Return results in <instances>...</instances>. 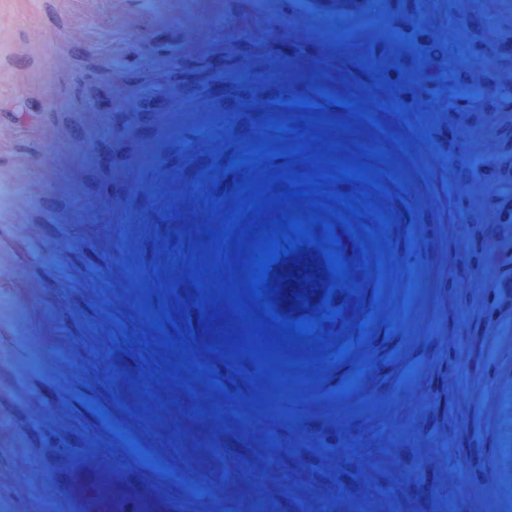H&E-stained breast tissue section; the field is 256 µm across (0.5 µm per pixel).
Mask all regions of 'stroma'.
Returning a JSON list of instances; mask_svg holds the SVG:
<instances>
[{"mask_svg":"<svg viewBox=\"0 0 512 512\" xmlns=\"http://www.w3.org/2000/svg\"><path fill=\"white\" fill-rule=\"evenodd\" d=\"M432 7L483 19L449 27L453 76L481 35L512 71L494 43L512 0ZM289 100L349 153L389 142L374 184L327 191H380L397 214L335 227L351 279L306 394L224 354L233 316L193 287L212 254L230 283L241 256L205 243L212 203L261 173L231 158L296 144ZM424 104L399 47L303 0H0V503L88 512L96 474L123 462L174 495L223 480L210 512H512V234L481 245L454 223L481 191L440 171ZM477 277L496 285L462 289ZM178 334L191 355L167 345Z\"/></svg>","mask_w":512,"mask_h":512,"instance_id":"obj_1","label":"stroma"}]
</instances>
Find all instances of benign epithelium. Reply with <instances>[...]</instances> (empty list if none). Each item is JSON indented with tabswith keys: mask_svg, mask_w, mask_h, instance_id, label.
<instances>
[{
	"mask_svg": "<svg viewBox=\"0 0 512 512\" xmlns=\"http://www.w3.org/2000/svg\"><path fill=\"white\" fill-rule=\"evenodd\" d=\"M311 265L310 271H304L306 265ZM324 265V257L315 254L314 249H309V255L300 257L298 259L289 258L284 262L280 268V275L272 279V285L279 286L278 293L274 295L276 305L282 312L290 311L292 313L298 312V307L301 306L299 302H293V297L300 295L304 292L308 293L306 296V306L310 311L306 312L309 318H314V313H323L324 305L321 304V297L329 285L337 284L338 279L329 277L325 280L323 278H316V272L320 271V267ZM317 279L316 285L318 290H313V285L308 283H301L296 285V280L300 278Z\"/></svg>",
	"mask_w": 512,
	"mask_h": 512,
	"instance_id": "7a95c632",
	"label": "benign epithelium"
}]
</instances>
